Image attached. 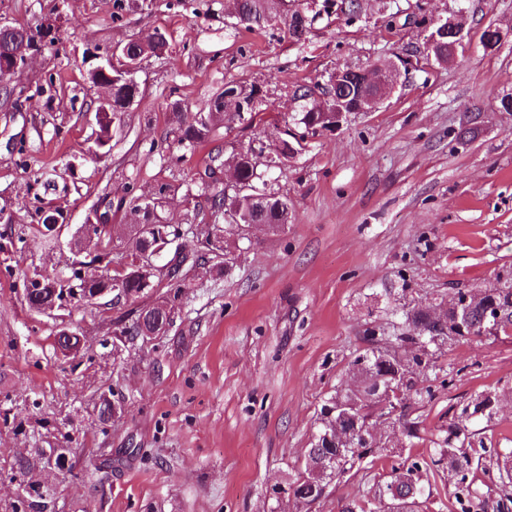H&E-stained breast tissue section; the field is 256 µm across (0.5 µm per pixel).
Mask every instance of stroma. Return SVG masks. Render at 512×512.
Masks as SVG:
<instances>
[{"instance_id":"obj_1","label":"stroma","mask_w":512,"mask_h":512,"mask_svg":"<svg viewBox=\"0 0 512 512\" xmlns=\"http://www.w3.org/2000/svg\"><path fill=\"white\" fill-rule=\"evenodd\" d=\"M360 19L333 8L305 40L284 32L280 7L265 29L237 25L226 0H0V23L50 27L0 90V512H16L28 485L47 490L46 512H341L384 488L392 465L427 462L423 512H458L454 473L431 465L448 427L481 393L493 420L470 427L488 448H512V338L445 346L404 401L419 435L398 412L374 419L387 457L305 509L272 490L297 476L368 331L389 332L412 307L447 305L458 290L512 275V0H360ZM464 39L445 64L426 61L435 20ZM500 33L485 49L487 27ZM162 32L163 54L144 57L142 94L121 116L108 153L87 120L99 91L92 54ZM402 62L379 109L349 114L308 136L266 172L292 204L277 233L253 228L224 271L194 267L183 278L163 336L128 340L136 304L72 301L60 316L32 311L27 276L71 274L86 222L117 226L113 262L137 218L132 199L167 193L161 223L223 224L201 193L208 147L172 142L174 103L194 107L234 82L259 90L252 123L222 128L216 147L263 144L301 112L297 86L325 88L330 74ZM57 190L40 192L38 173ZM54 206L66 223L47 240L37 213ZM84 336L65 352L60 328ZM426 395H419V388ZM122 407L101 422L102 395ZM63 448L71 471L17 461Z\"/></svg>"}]
</instances>
